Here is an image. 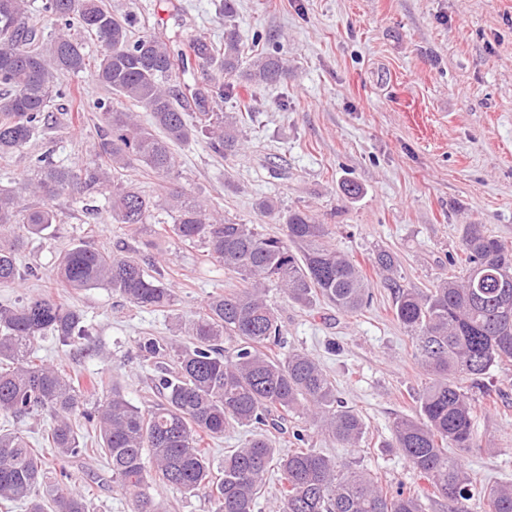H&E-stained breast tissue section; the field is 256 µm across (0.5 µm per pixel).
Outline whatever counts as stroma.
Here are the masks:
<instances>
[{
  "mask_svg": "<svg viewBox=\"0 0 512 512\" xmlns=\"http://www.w3.org/2000/svg\"><path fill=\"white\" fill-rule=\"evenodd\" d=\"M113 10L134 11L136 34L181 40L224 37L219 0H108ZM234 23L243 47L255 34L274 35L288 61L276 86H236L208 111L241 112L243 145L224 158L205 140L174 146L180 186L225 216L278 235L281 224L259 217L256 203L277 201L303 209L327 226L328 241L361 265L373 300L358 314L318 302L304 308L277 287L274 308L286 349L319 361L336 393L366 422L358 447L343 448L308 427L311 448L356 464L384 483L425 489L399 449L396 419L414 415V398L428 380L415 359V342L393 317V294L373 261L390 250L398 283L429 288L451 273L462 255V230L484 225L512 243V0H236ZM98 113L83 125L48 123L26 151L0 159V188L35 178L28 157L50 152L60 166H94ZM347 181L362 193L350 198ZM106 192L65 195L54 207L55 229L26 241L21 268L38 277L0 288V305L46 293L57 254L77 241L119 252L149 243L157 269L173 288L176 313L131 306L108 288L66 291L65 301L91 328L90 350L39 339L36 353L85 379L100 375L135 406L157 401V367L140 360L136 342L157 336L187 338L175 314L198 311L235 281L207 250L164 233L145 238L112 223ZM487 384L497 408L476 403L475 430L482 453L466 468L484 481L512 483V363ZM69 487L86 492L90 512H134L132 495L115 483L99 485L104 459L69 464Z\"/></svg>",
  "mask_w": 512,
  "mask_h": 512,
  "instance_id": "stroma-1",
  "label": "stroma"
}]
</instances>
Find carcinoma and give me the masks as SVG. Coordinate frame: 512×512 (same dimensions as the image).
<instances>
[{
	"label": "carcinoma",
	"instance_id": "1",
	"mask_svg": "<svg viewBox=\"0 0 512 512\" xmlns=\"http://www.w3.org/2000/svg\"><path fill=\"white\" fill-rule=\"evenodd\" d=\"M220 7L224 40L196 38L187 44L189 51L228 78L255 86L285 81L288 68L276 50L242 66L233 0H222ZM43 15L58 30L48 40L29 16L27 0H0V157L23 152L48 122L53 98L71 101L70 92L57 86L59 73L93 68L99 84L149 113L150 121L144 125L136 113L98 99L88 108L103 116L95 144L101 165L80 172L42 153L32 159L35 181L0 188V287L38 276L20 269L17 254L24 237L42 236L57 223L54 200L62 195L104 187L112 223L151 224L157 201L119 177L134 164L159 180L170 217L162 230L207 249L242 287L177 317L189 346L155 336L138 340L140 358L161 361L154 382L159 400L144 410L115 385L90 408L102 381L80 388L72 375L37 360L34 344L41 337L51 334L71 345L90 340L83 315L59 295L0 306V414L17 420L51 415V453L64 463L90 454L104 457L112 482L135 496L136 512H160L149 492L153 480L186 494L207 493L213 512H254L273 469L280 473L283 512H427L426 499L434 512H471L472 502L481 512H512V484L483 483L464 466L466 456L484 451L474 431V390H483L492 368L512 362V244L487 234L482 224H468L462 240L466 264L459 274L425 290L394 287L396 319L415 339V358L430 381L417 398L416 416L394 422L389 447L403 453L430 493L391 491L380 478L313 448L279 454L268 428L284 430L290 414L309 420L344 448L357 446L366 425L338 399L336 386L309 354L273 353L282 348V330L267 303V284L276 283L296 305L323 300L353 314L370 303L365 272L327 243L326 225L300 209L282 213L274 201H259L262 215L285 226L283 235H269L172 187L178 177L173 144L205 138L218 154L238 152L243 114L206 111V102L224 100L233 84L218 79L187 96L176 84L184 54L174 53L168 38L134 37L136 14H117L106 0H44ZM75 27L103 44L95 63L71 34ZM194 107L198 115L190 123L187 112ZM14 224L25 235L3 233ZM374 265L388 279L394 273V258L385 250L376 253ZM55 274L58 288H110L143 309L176 306L154 262L137 252L107 254L81 242L57 258ZM226 339L234 342L228 356ZM74 414L97 432L98 447L81 441ZM233 423L256 432L224 455L216 477L204 438L224 435ZM68 479L66 466L50 469L25 434L0 429V503H24L27 512H88L84 494L62 489Z\"/></svg>",
	"mask_w": 512,
	"mask_h": 512
}]
</instances>
